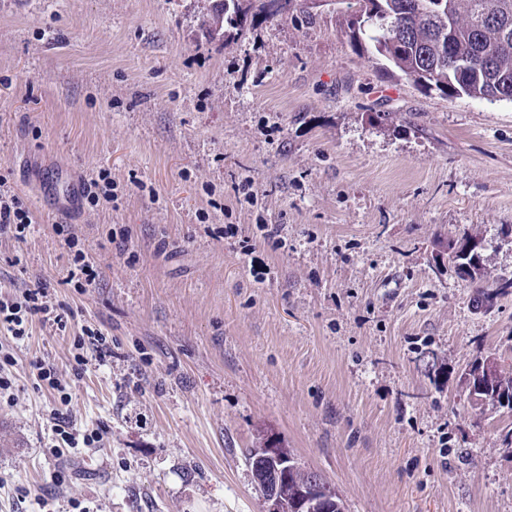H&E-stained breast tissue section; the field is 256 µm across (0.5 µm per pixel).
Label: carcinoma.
Listing matches in <instances>:
<instances>
[{
    "mask_svg": "<svg viewBox=\"0 0 512 512\" xmlns=\"http://www.w3.org/2000/svg\"><path fill=\"white\" fill-rule=\"evenodd\" d=\"M276 0H212L201 23L209 39L233 40L244 29L243 19L267 20L281 14ZM405 0H349L348 13L362 15L367 25L353 43L414 84L438 90L448 99L461 96L512 101V0H416L420 15L405 32ZM436 271L456 273L469 267L478 308H493L497 299L512 294V277H487L479 266L480 244L447 238L438 243ZM484 390L469 393L475 403H490L512 413L495 393L512 386V371L497 366L483 377Z\"/></svg>",
    "mask_w": 512,
    "mask_h": 512,
    "instance_id": "obj_1",
    "label": "carcinoma"
}]
</instances>
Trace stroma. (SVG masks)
<instances>
[{
    "mask_svg": "<svg viewBox=\"0 0 512 512\" xmlns=\"http://www.w3.org/2000/svg\"><path fill=\"white\" fill-rule=\"evenodd\" d=\"M210 6L0 0V174L34 216L25 240L0 235V293L42 286L74 314L35 324L0 403V512L41 496L56 512H263L243 457L262 436L346 512H512V416L461 378L480 358L512 364V295L482 311L435 272L439 240L470 236L485 272L512 276V102L383 69L329 6L222 45L202 34ZM56 172L84 187L107 173L116 198L61 211ZM71 235L100 273L82 293L65 283ZM85 325L112 358L78 374ZM35 356L103 447L50 455Z\"/></svg>",
    "mask_w": 512,
    "mask_h": 512,
    "instance_id": "35a3bbf8",
    "label": "stroma"
}]
</instances>
